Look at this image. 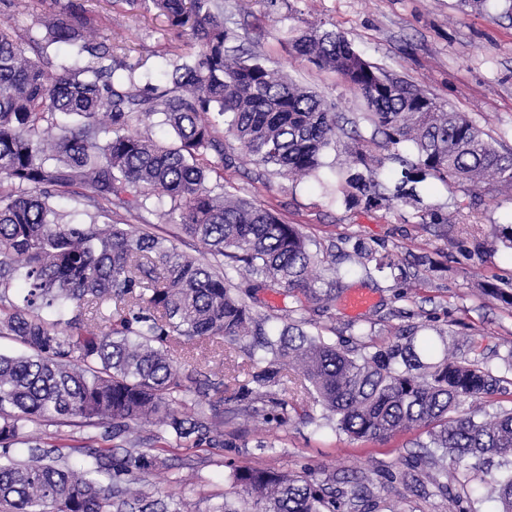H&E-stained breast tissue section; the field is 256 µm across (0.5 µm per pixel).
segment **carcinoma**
Returning a JSON list of instances; mask_svg holds the SVG:
<instances>
[{
    "label": "carcinoma",
    "instance_id": "obj_1",
    "mask_svg": "<svg viewBox=\"0 0 512 512\" xmlns=\"http://www.w3.org/2000/svg\"><path fill=\"white\" fill-rule=\"evenodd\" d=\"M40 2L52 12L41 49L69 47L55 71L27 56L23 38L0 24V337L26 349L0 353V512H171L146 477L169 467L174 447H235L221 409L229 390L240 401L258 397L251 416L292 422L297 408L273 390L286 366L301 370L336 430L353 440L426 429L448 459L441 475L452 483L471 459H512V408L490 421L459 411L512 381L446 354L423 362L431 345L418 341L419 327L369 353L364 331L345 349L306 331L302 320L269 330L261 293L299 290L321 303L337 298L338 280L315 287L318 253L298 225L215 192L224 165L200 159L214 151L224 160L215 136L222 121L255 164L285 177L315 176L336 143V113L324 99L234 45L221 0H151L185 37L169 62L168 86L151 95L136 85L134 68L111 64L112 46L88 38L93 25L83 5ZM291 48L362 94L365 119L385 143L413 146L415 160L393 156L405 171L391 187L359 139L336 176V198L345 204L361 194L376 205L416 201L417 184L429 178L512 187V150L382 72L341 33L309 27ZM156 116L172 141L127 131L129 120ZM85 182L92 195H71L60 210L55 198ZM153 197L160 206L169 199L162 217L199 242L206 259L179 251L150 224L128 229L127 219L143 220ZM357 255L367 273L373 262L407 277L388 255ZM237 276L244 284L234 283ZM214 342L245 353L247 383L216 366L201 392L208 408L187 416L179 411L186 385L174 354ZM40 421L88 432L75 444L58 433L27 434ZM145 423L155 434L131 437ZM123 437L117 453L111 441ZM232 477L240 506L224 502L208 512L355 508L305 471L234 466ZM494 492L497 512H512V472L497 477Z\"/></svg>",
    "mask_w": 512,
    "mask_h": 512
}]
</instances>
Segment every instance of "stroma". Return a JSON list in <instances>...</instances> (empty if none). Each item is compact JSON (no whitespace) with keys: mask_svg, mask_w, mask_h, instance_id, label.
<instances>
[{"mask_svg":"<svg viewBox=\"0 0 512 512\" xmlns=\"http://www.w3.org/2000/svg\"><path fill=\"white\" fill-rule=\"evenodd\" d=\"M81 2L94 16L100 38L116 46V62L134 67L140 84L163 85L165 53L178 43L165 18L152 8L131 12L110 0ZM1 21L40 41L50 15L38 0H0ZM224 23L260 62L334 104L364 136L373 130L362 120L367 107L361 95L340 74L291 53L290 38L307 26L342 32L387 74L464 113L502 146L512 147V16L498 7L477 14L460 0H224ZM216 136L224 153H209L207 159H223L227 195L264 204L283 221L300 225L320 249L317 275L327 280L340 272L346 290L363 289L374 297L356 314L338 300L325 311L302 315L300 293L268 292L263 299L273 328L283 327L284 316H304L310 332H321L327 342L354 340L368 327L373 343L384 345L399 328L416 324L419 339L432 341L435 355L476 362L512 380V307L480 291L486 282L512 289V248L494 237L495 230L512 226V187L461 188L430 179L414 206H347L334 202L330 188L354 145L349 135L337 134L319 181L268 175L224 130ZM431 210L442 214L443 223L422 222ZM360 248L391 254L405 266L407 279L394 280L386 271L365 273L357 265ZM439 328L447 333L442 343L435 334ZM301 380L297 370H285L280 394L303 402L310 420L284 426L254 421L236 414L234 400H225L232 413L226 430L236 433V447L171 449L185 482L169 483L160 472L151 478L154 489L205 512L238 500L231 466L305 469L337 490H362L395 512H451L453 505L436 482L441 461L408 464L421 433L404 432L382 443L351 440L304 397ZM270 439L276 448H265ZM497 473V467L479 463L468 470L469 512H496Z\"/></svg>","mask_w":512,"mask_h":512,"instance_id":"stroma-1","label":"stroma"}]
</instances>
